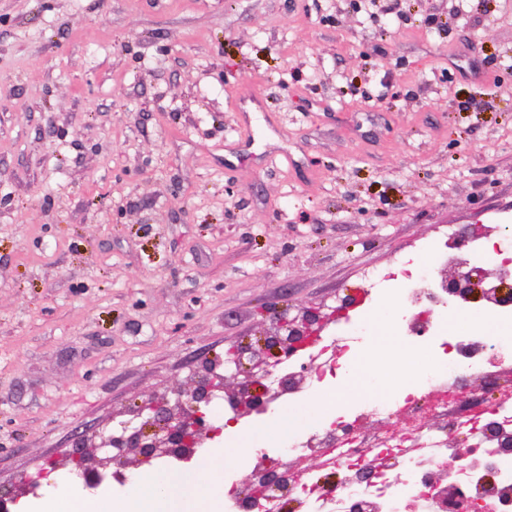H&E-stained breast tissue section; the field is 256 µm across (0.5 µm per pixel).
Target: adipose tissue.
<instances>
[{
	"instance_id": "obj_1",
	"label": "adipose tissue",
	"mask_w": 512,
	"mask_h": 512,
	"mask_svg": "<svg viewBox=\"0 0 512 512\" xmlns=\"http://www.w3.org/2000/svg\"><path fill=\"white\" fill-rule=\"evenodd\" d=\"M376 345L375 354L364 356L357 363L355 390H363L365 381L381 370L387 371L394 386L408 381L409 356L402 341L383 331ZM143 479L147 494L136 503L119 502L108 509L100 502L52 497L41 504L39 512H157L160 504L164 505V512H220V498L201 493L198 472L163 473L149 469Z\"/></svg>"
}]
</instances>
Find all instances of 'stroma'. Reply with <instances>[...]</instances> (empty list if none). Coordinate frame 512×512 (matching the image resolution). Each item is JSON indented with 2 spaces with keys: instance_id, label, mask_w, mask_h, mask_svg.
I'll use <instances>...</instances> for the list:
<instances>
[{
  "instance_id": "stroma-1",
  "label": "stroma",
  "mask_w": 512,
  "mask_h": 512,
  "mask_svg": "<svg viewBox=\"0 0 512 512\" xmlns=\"http://www.w3.org/2000/svg\"><path fill=\"white\" fill-rule=\"evenodd\" d=\"M510 219L512 0H0V485L127 500L77 435Z\"/></svg>"
}]
</instances>
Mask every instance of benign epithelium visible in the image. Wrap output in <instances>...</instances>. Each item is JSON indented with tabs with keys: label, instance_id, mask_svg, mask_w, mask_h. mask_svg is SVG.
I'll return each mask as SVG.
<instances>
[{
	"label": "benign epithelium",
	"instance_id": "7a95c632",
	"mask_svg": "<svg viewBox=\"0 0 512 512\" xmlns=\"http://www.w3.org/2000/svg\"><path fill=\"white\" fill-rule=\"evenodd\" d=\"M448 292L462 293L467 298L478 300L484 295V281L473 269H460L448 278ZM275 323L263 337L266 356L260 357L249 345H235L224 353L219 367L222 371H207L195 386L176 390L169 399H153L138 406L137 417L143 421L129 420L120 424L121 438L114 444L111 437L103 436L99 444L89 446L84 437L75 440L76 451L72 464L85 482H93L86 469L89 458L97 452L106 454V459L123 464L128 448L138 450L139 455L149 459L161 449L178 451L191 448L203 432L214 434L219 428L209 421L210 406L224 391L226 372L244 374L242 389L228 397L234 416L254 409L263 397L258 379L270 377L286 360L297 359L301 351L309 347L319 335L322 321L328 314L318 308L308 309L300 320L290 319L284 313L273 314Z\"/></svg>",
	"mask_w": 512,
	"mask_h": 512
}]
</instances>
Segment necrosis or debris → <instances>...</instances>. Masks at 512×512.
<instances>
[{"label":"necrosis or debris","mask_w":512,"mask_h":512,"mask_svg":"<svg viewBox=\"0 0 512 512\" xmlns=\"http://www.w3.org/2000/svg\"><path fill=\"white\" fill-rule=\"evenodd\" d=\"M432 267L416 258L402 259L389 272L369 275L363 311L345 318L336 339L317 342L307 353L308 382L290 384L268 396L266 412L287 401L309 398L352 379L358 356L368 338L365 312L380 298L393 297L392 330L407 344L423 348L428 364L415 382L381 397L368 393L352 412L321 423L308 436H291L276 448H259L251 456L254 478L249 486L230 483L224 512H242L241 499L251 495L252 512H448V495L456 493L469 512H512V394L495 407L468 410L461 417L449 409L463 404L467 390L461 377L478 383L491 373L492 359L512 357V336L449 334L445 317L463 300L449 295L434 267H461L470 258H489L498 269L497 287L512 286V241L473 239L458 245L444 234L429 245ZM406 416L404 428L389 430L388 421ZM377 424L374 432L365 423ZM318 456L336 474L323 481L297 469L299 459ZM280 465L282 482L265 487L261 474ZM433 485H425L427 475Z\"/></svg>","instance_id":"necrosis-or-debris-1"}]
</instances>
